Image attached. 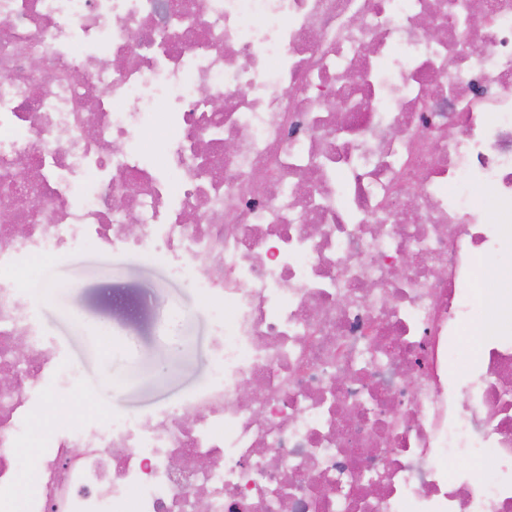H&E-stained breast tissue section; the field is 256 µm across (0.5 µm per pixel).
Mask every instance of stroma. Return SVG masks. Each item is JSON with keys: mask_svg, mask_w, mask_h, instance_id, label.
Listing matches in <instances>:
<instances>
[{"mask_svg": "<svg viewBox=\"0 0 512 512\" xmlns=\"http://www.w3.org/2000/svg\"><path fill=\"white\" fill-rule=\"evenodd\" d=\"M40 325L76 378L69 392L48 389L49 410L77 408L101 419L146 415L204 385L215 364L216 329L195 289L160 259L134 250L76 247L45 264ZM121 306H114V299ZM111 321L103 334L102 321ZM113 379L111 393L100 387Z\"/></svg>", "mask_w": 512, "mask_h": 512, "instance_id": "obj_1", "label": "stroma"}]
</instances>
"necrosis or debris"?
I'll use <instances>...</instances> for the list:
<instances>
[{
  "label": "necrosis or debris",
  "instance_id": "obj_1",
  "mask_svg": "<svg viewBox=\"0 0 512 512\" xmlns=\"http://www.w3.org/2000/svg\"><path fill=\"white\" fill-rule=\"evenodd\" d=\"M1 210L0 512H512V0H0ZM88 245L195 288L216 370L43 431L20 278Z\"/></svg>",
  "mask_w": 512,
  "mask_h": 512
}]
</instances>
